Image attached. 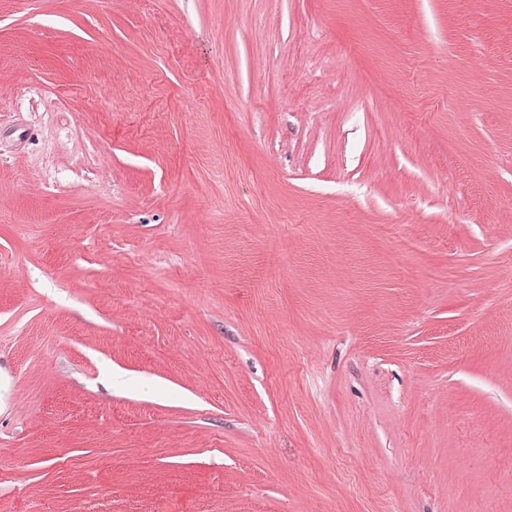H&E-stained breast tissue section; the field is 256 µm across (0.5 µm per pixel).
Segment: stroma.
<instances>
[{
	"label": "stroma",
	"mask_w": 512,
	"mask_h": 512,
	"mask_svg": "<svg viewBox=\"0 0 512 512\" xmlns=\"http://www.w3.org/2000/svg\"><path fill=\"white\" fill-rule=\"evenodd\" d=\"M0 512H512V0H0Z\"/></svg>",
	"instance_id": "35a3bbf8"
}]
</instances>
